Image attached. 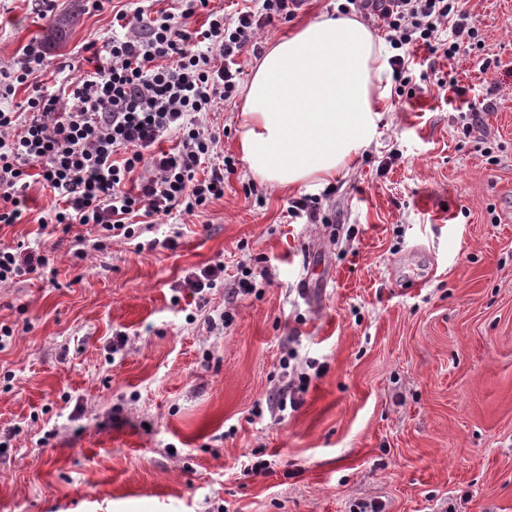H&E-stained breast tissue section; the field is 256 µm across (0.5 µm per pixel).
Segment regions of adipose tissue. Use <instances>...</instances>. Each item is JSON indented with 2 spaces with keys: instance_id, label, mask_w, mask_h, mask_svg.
<instances>
[{
  "instance_id": "ef3b65f1",
  "label": "adipose tissue",
  "mask_w": 512,
  "mask_h": 512,
  "mask_svg": "<svg viewBox=\"0 0 512 512\" xmlns=\"http://www.w3.org/2000/svg\"><path fill=\"white\" fill-rule=\"evenodd\" d=\"M390 71L359 21L322 16L271 45L247 89L238 148L271 188L326 183L378 135Z\"/></svg>"
}]
</instances>
